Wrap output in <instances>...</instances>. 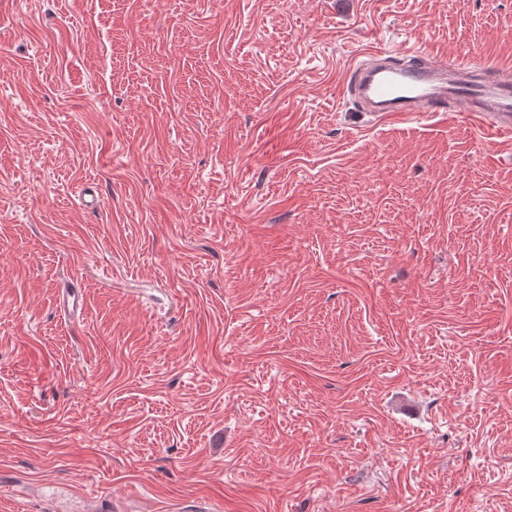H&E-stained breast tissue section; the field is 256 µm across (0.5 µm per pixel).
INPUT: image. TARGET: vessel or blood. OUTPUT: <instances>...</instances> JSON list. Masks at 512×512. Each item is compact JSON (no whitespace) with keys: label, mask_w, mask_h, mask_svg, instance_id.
Returning <instances> with one entry per match:
<instances>
[{"label":"vessel or blood","mask_w":512,"mask_h":512,"mask_svg":"<svg viewBox=\"0 0 512 512\" xmlns=\"http://www.w3.org/2000/svg\"><path fill=\"white\" fill-rule=\"evenodd\" d=\"M410 64L393 65V51L374 49L349 67L348 88L379 118L464 112L489 136L512 135V71L436 59L422 45L406 43Z\"/></svg>","instance_id":"obj_1"}]
</instances>
